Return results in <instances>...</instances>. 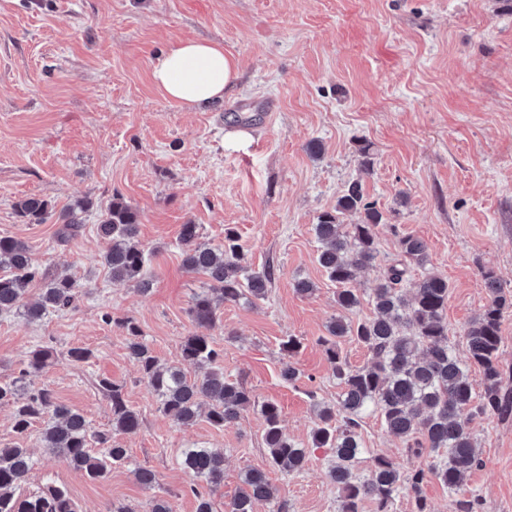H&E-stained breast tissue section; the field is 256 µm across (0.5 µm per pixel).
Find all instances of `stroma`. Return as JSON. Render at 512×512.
<instances>
[{
  "instance_id": "1",
  "label": "stroma",
  "mask_w": 512,
  "mask_h": 512,
  "mask_svg": "<svg viewBox=\"0 0 512 512\" xmlns=\"http://www.w3.org/2000/svg\"><path fill=\"white\" fill-rule=\"evenodd\" d=\"M186 39L220 43L237 60L240 78L224 101L188 111L155 87L158 56ZM313 142L320 155L310 154ZM354 180L384 224L377 261L358 276L352 320L372 317V291L399 237L413 235L427 245L426 269L448 280V342L464 356L463 331L488 300L484 271L512 292V0H0V236L25 241L40 264L81 290L75 308L38 322L0 313V381L17 376L31 347L49 345L57 355L41 381L91 430L112 427L96 387L102 376L141 417L136 432L113 436L128 462L92 480L46 452L44 419L16 435L12 405L0 404V446L20 445L35 461L22 495L53 482L80 512L121 504L149 512L152 493L132 474L146 467L173 512H195L181 454L220 448L215 512L250 468L266 470L290 512H338L331 451L311 445L314 402L336 405L341 392L322 345L340 308L316 261L314 226ZM116 194L139 215L153 278L146 293L113 282L102 264L96 226ZM27 195L56 213L87 201L81 233L62 243L54 222L24 223L14 204ZM187 223L213 247L225 226L236 227L252 269H274L266 298L224 304L216 326L193 323L189 309L208 279L182 266L178 237ZM299 278L315 284L311 296L296 293ZM126 318L161 362L181 364L190 377L197 369L181 361L184 336L212 337L225 376L257 401L278 403L285 432L310 449L305 467H270L253 409L221 429L203 419L174 426L126 354ZM291 336L301 346L290 356L282 343ZM78 346L92 358L67 361ZM289 360L300 371L292 383L280 377ZM470 429L480 463L454 495L427 477L429 512H459L458 502L473 498L479 512H512V418L477 417ZM358 432L361 477L378 456L407 473L448 456L412 455L374 411Z\"/></svg>"
}]
</instances>
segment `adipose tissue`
I'll return each instance as SVG.
<instances>
[{
    "mask_svg": "<svg viewBox=\"0 0 512 512\" xmlns=\"http://www.w3.org/2000/svg\"><path fill=\"white\" fill-rule=\"evenodd\" d=\"M239 77L236 59L216 42L186 40L171 46L153 67L162 96L185 108L223 100Z\"/></svg>",
    "mask_w": 512,
    "mask_h": 512,
    "instance_id": "1",
    "label": "adipose tissue"
}]
</instances>
